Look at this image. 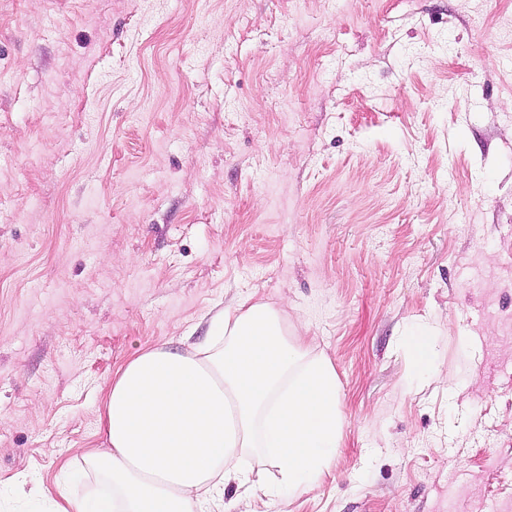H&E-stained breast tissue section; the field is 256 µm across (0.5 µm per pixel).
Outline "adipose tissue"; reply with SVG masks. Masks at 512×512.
<instances>
[{
  "mask_svg": "<svg viewBox=\"0 0 512 512\" xmlns=\"http://www.w3.org/2000/svg\"><path fill=\"white\" fill-rule=\"evenodd\" d=\"M214 326L207 348L145 347L116 371L105 445L83 457L111 492L59 512H195L223 485L246 482L249 453L292 491L322 476L342 426L330 363L289 341L280 310L262 301L219 312Z\"/></svg>",
  "mask_w": 512,
  "mask_h": 512,
  "instance_id": "adipose-tissue-1",
  "label": "adipose tissue"
}]
</instances>
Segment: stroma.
Wrapping results in <instances>:
<instances>
[{
	"label": "stroma",
	"instance_id": "obj_1",
	"mask_svg": "<svg viewBox=\"0 0 512 512\" xmlns=\"http://www.w3.org/2000/svg\"><path fill=\"white\" fill-rule=\"evenodd\" d=\"M249 296L339 448L207 512H512V0H0V512L106 494L116 369Z\"/></svg>",
	"mask_w": 512,
	"mask_h": 512
}]
</instances>
